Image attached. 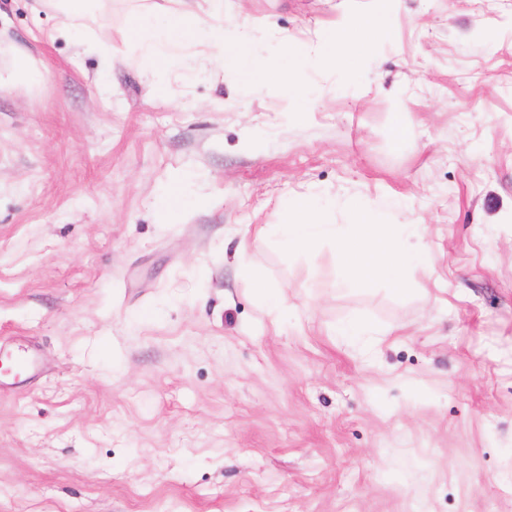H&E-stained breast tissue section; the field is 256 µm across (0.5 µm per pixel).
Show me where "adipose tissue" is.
Segmentation results:
<instances>
[{
  "instance_id": "ef3b65f1",
  "label": "adipose tissue",
  "mask_w": 512,
  "mask_h": 512,
  "mask_svg": "<svg viewBox=\"0 0 512 512\" xmlns=\"http://www.w3.org/2000/svg\"><path fill=\"white\" fill-rule=\"evenodd\" d=\"M210 4L207 16L202 18L193 12L189 0H166L162 5L157 0H142L124 36L126 50L164 59L198 44L212 62L220 64L232 58L248 70L255 86L272 82L283 101L300 99L299 65L278 68L256 56L251 47L255 29L249 25L237 31L233 44H226L220 2L210 0ZM406 228L403 222L371 223L368 213L361 209L356 223L340 230L321 222L316 207L304 199L288 208L286 221L275 225L271 237L276 245L306 254L319 243L329 242L346 260L351 282L367 286L385 280L398 286L408 267H432L428 251L408 253L399 248L397 241Z\"/></svg>"
}]
</instances>
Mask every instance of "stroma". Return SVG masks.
<instances>
[{"label":"stroma","mask_w":512,"mask_h":512,"mask_svg":"<svg viewBox=\"0 0 512 512\" xmlns=\"http://www.w3.org/2000/svg\"><path fill=\"white\" fill-rule=\"evenodd\" d=\"M131 6L106 41L0 0V72L18 47L41 75L0 86V346L41 366L0 389V512H512V0H222L293 38L301 113L127 53ZM304 197L417 222L432 270L363 288L331 244L267 246ZM359 37L343 26L331 30L318 46L317 55L326 68H336L344 58L356 49Z\"/></svg>","instance_id":"obj_1"}]
</instances>
